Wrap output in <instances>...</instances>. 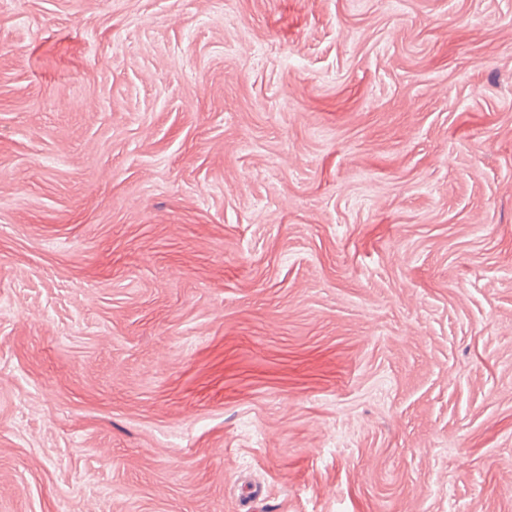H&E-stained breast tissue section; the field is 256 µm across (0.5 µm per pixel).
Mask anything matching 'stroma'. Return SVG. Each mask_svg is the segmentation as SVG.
<instances>
[{
	"label": "stroma",
	"mask_w": 512,
	"mask_h": 512,
	"mask_svg": "<svg viewBox=\"0 0 512 512\" xmlns=\"http://www.w3.org/2000/svg\"><path fill=\"white\" fill-rule=\"evenodd\" d=\"M0 512H512V0H0Z\"/></svg>",
	"instance_id": "stroma-1"
}]
</instances>
